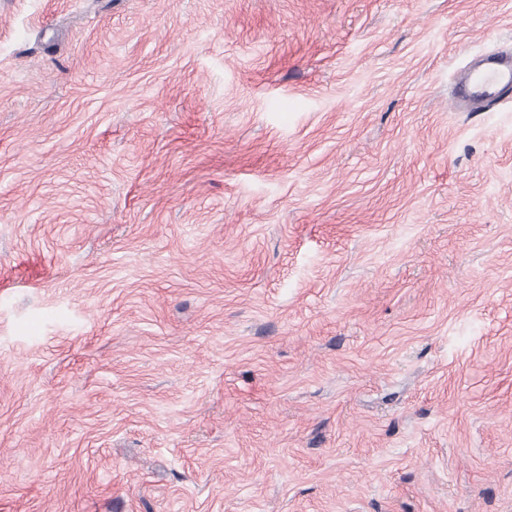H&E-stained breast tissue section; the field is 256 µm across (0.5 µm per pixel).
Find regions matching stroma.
Instances as JSON below:
<instances>
[{
  "mask_svg": "<svg viewBox=\"0 0 512 512\" xmlns=\"http://www.w3.org/2000/svg\"><path fill=\"white\" fill-rule=\"evenodd\" d=\"M512 0H0V512H512ZM459 84L462 88L461 100L490 107L511 101L512 94V58L502 53L492 64L464 73Z\"/></svg>",
  "mask_w": 512,
  "mask_h": 512,
  "instance_id": "35a3bbf8",
  "label": "stroma"
}]
</instances>
